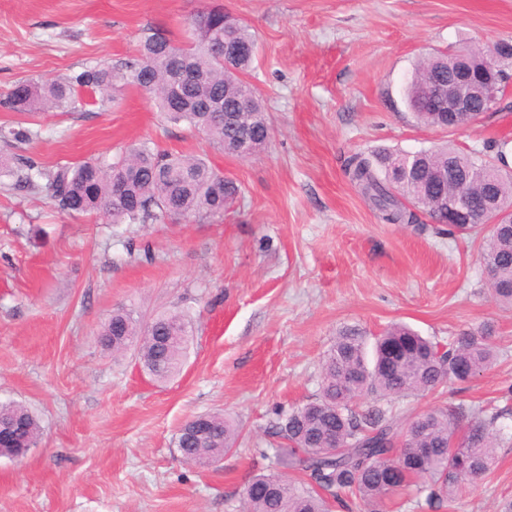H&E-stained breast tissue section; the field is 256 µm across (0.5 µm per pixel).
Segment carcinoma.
<instances>
[{
    "instance_id": "cac0c4a2",
    "label": "carcinoma",
    "mask_w": 512,
    "mask_h": 512,
    "mask_svg": "<svg viewBox=\"0 0 512 512\" xmlns=\"http://www.w3.org/2000/svg\"><path fill=\"white\" fill-rule=\"evenodd\" d=\"M193 38L179 46L150 30L137 56L121 65H91L68 78L44 83L20 81L0 94L4 112H54L83 109L112 97L116 80L149 95L164 122L201 130L213 147L226 152L233 130L224 113L249 103L243 115L266 143L270 126L260 95L245 79L256 54H246L226 68L224 42L257 46L247 26L222 7L201 11ZM470 73L483 76L488 48H471ZM448 76V53L420 60L405 87L408 109L423 125L441 129L448 113L429 112L424 100L433 75ZM217 103L220 112L204 108ZM508 142L469 153L448 145L416 152L354 155L346 174L387 224L419 223L417 211L439 220L441 200L460 196L469 201L466 217L448 225V234L477 235L474 212L501 224L483 238L481 260L495 282V298L512 306V171ZM15 186L45 188L51 203L69 214L93 215L106 224H167L182 218L220 217L240 193L239 185L208 160L160 149L149 142L127 147L113 160L88 159L47 170L32 160L22 162ZM224 181L215 193L214 185ZM410 200L408 209L399 198ZM154 332L118 308L102 325L98 341L115 356L139 345L143 368L158 381L179 372L187 350L189 321L183 313L153 320ZM171 330L183 340L170 346L157 337ZM492 329L482 326L460 332L443 347L404 324H392L374 342V354L363 337L350 329L336 338L321 364L319 393L301 407L279 412L271 425L270 448L255 452L273 465L254 475L243 492L244 512H386V503L414 488L417 506L441 512L462 487L485 477L499 445L494 423L502 413L459 404L429 410L403 425L388 409L356 406L358 399L378 401L425 393L445 381L467 384L493 362ZM0 419L20 423L18 448L37 444L41 426L34 413L18 403L0 404ZM239 428L219 413L208 415L206 430L192 431L185 422L177 448L189 463L205 464L236 447ZM273 453H268V450Z\"/></svg>"
}]
</instances>
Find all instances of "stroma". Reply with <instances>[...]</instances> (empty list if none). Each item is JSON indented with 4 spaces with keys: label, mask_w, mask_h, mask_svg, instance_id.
I'll return each instance as SVG.
<instances>
[{
    "label": "stroma",
    "mask_w": 512,
    "mask_h": 512,
    "mask_svg": "<svg viewBox=\"0 0 512 512\" xmlns=\"http://www.w3.org/2000/svg\"><path fill=\"white\" fill-rule=\"evenodd\" d=\"M215 3L257 37L247 79L271 122L258 154L229 157L187 125H162L129 86L75 112L0 111V126L32 132L0 140V156L51 169L151 139L242 188L221 218L111 227L0 177V404L29 407L42 426L24 457H0V512H242L266 466L255 446L276 411L315 397L338 332L369 341L394 322L443 344L492 327L491 368L388 407L404 422L459 403L509 408L494 468L447 509L497 512L512 500V308L493 297L478 243L429 220L383 223L344 166L357 153L511 141L512 93L451 133L419 124L403 88L425 54L512 39V0H0V92L120 67L149 28L187 42L192 16ZM120 307L188 315L179 374L159 382L134 352L102 349L97 334ZM216 412L239 424L238 448L185 463L181 425Z\"/></svg>",
    "instance_id": "stroma-1"
}]
</instances>
